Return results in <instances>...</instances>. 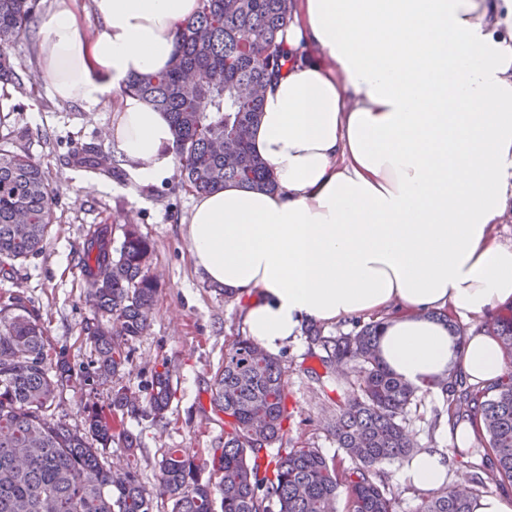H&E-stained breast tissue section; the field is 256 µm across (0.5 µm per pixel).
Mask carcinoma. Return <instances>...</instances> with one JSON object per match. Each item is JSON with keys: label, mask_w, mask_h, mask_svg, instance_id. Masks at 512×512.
<instances>
[{"label": "carcinoma", "mask_w": 512, "mask_h": 512, "mask_svg": "<svg viewBox=\"0 0 512 512\" xmlns=\"http://www.w3.org/2000/svg\"><path fill=\"white\" fill-rule=\"evenodd\" d=\"M196 16L177 29L174 61L166 71L135 76L126 91L169 114L183 186L207 192L232 181L273 190L267 163L254 153L250 130L262 110L263 89L288 64L280 35L293 0H198ZM37 0H0V83L23 89L9 49L27 34ZM74 163L98 176L124 175L122 160L97 147ZM53 221L46 172L32 157L0 148V270L44 247ZM154 245L132 224L112 248V228L85 242L81 268L97 319L86 340L95 352L84 381L107 384L129 362V343L149 327L159 281L151 273ZM382 321L326 335L304 328L328 373L356 370L352 390L336 400L327 431L341 453L329 458L310 445L288 447L286 369L277 356L235 337L209 385L210 404L224 413V437L205 456L166 449L148 489L134 470L116 473L102 461L118 444L134 454L140 438L115 425L119 415L159 423L176 395L167 361L154 367L145 399L125 385L111 387L107 417L85 405V427L50 418L69 387L66 356L48 359V337L37 315L17 296L0 305V512H152L153 498L171 512H397L393 488L380 470L409 463L415 446L405 417L422 390L441 389L448 413L481 425L476 445L452 448L462 458V497L446 485L421 498L418 512H473L490 480L512 485V372L487 384L438 380L425 388L396 375L377 355ZM512 361V308L486 322ZM98 447H93L88 436Z\"/></svg>", "instance_id": "carcinoma-1"}]
</instances>
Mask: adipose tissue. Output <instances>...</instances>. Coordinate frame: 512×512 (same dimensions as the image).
Wrapping results in <instances>:
<instances>
[{"instance_id": "adipose-tissue-1", "label": "adipose tissue", "mask_w": 512, "mask_h": 512, "mask_svg": "<svg viewBox=\"0 0 512 512\" xmlns=\"http://www.w3.org/2000/svg\"><path fill=\"white\" fill-rule=\"evenodd\" d=\"M92 8L89 38L82 0H53L36 32L40 78L85 111L113 106L128 174L162 182L170 119L124 88L170 66L198 0ZM282 38L297 59L250 134L277 187L194 196L195 272L244 302L247 335L268 352L309 324L380 317L379 355L408 382L496 381L500 342L471 321L512 306V245L493 240L512 181V0H296ZM451 456L419 453L400 479L438 489Z\"/></svg>"}]
</instances>
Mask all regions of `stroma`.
<instances>
[{
  "label": "stroma",
  "instance_id": "stroma-1",
  "mask_svg": "<svg viewBox=\"0 0 512 512\" xmlns=\"http://www.w3.org/2000/svg\"><path fill=\"white\" fill-rule=\"evenodd\" d=\"M21 66L24 91L7 88L0 97V147L29 154L46 171L53 190V223L41 252L0 274V304L21 295L38 315L50 339L49 355L65 353L75 373L62 395L55 416L78 425L86 401L108 408V387L85 385L82 375L95 358L86 342L85 327L93 312L86 301L81 249L87 235L102 224L111 226L112 243L122 241L121 225L135 224L154 244L151 271L160 291L150 325L131 344V357L120 382L140 389L157 364L170 359L177 386L166 425L147 419L123 418L122 427L137 435L141 447L135 460L122 448L110 446L103 460L113 467L133 465L145 486L155 483V464L168 448L196 453L215 447L224 434V416L210 405V380L224 358L226 345L244 332V304L202 280L194 271L187 238L193 195L177 177L142 185L130 177L92 176L71 157L93 144L110 151L105 137L112 123L111 108L85 111L80 105L53 96L39 80L42 58L33 39L13 46ZM288 371L290 435L332 457L336 444L326 430L334 408L317 382L325 369L312 354L305 336L278 353ZM442 396L425 391L408 415L418 450L451 447L444 427H433L445 412Z\"/></svg>",
  "mask_w": 512,
  "mask_h": 512
}]
</instances>
